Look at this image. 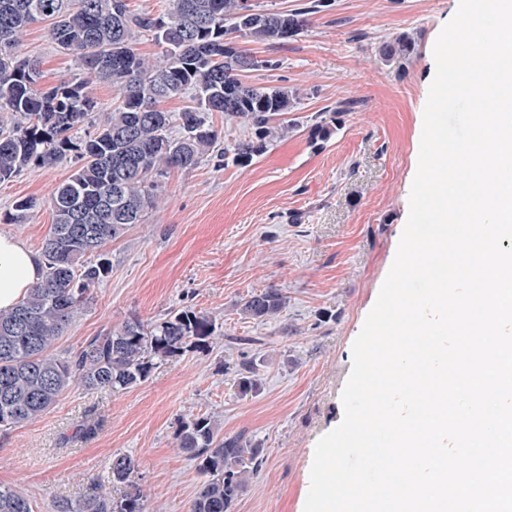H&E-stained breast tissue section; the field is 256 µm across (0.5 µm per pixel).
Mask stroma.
Instances as JSON below:
<instances>
[{
  "label": "stroma",
  "mask_w": 512,
  "mask_h": 512,
  "mask_svg": "<svg viewBox=\"0 0 512 512\" xmlns=\"http://www.w3.org/2000/svg\"><path fill=\"white\" fill-rule=\"evenodd\" d=\"M326 2L288 43L251 46L274 66L248 73L249 83L301 89L293 113L300 131L240 166L220 152L247 128L213 113L219 153L172 174L163 208L107 244L112 271L56 352L75 356L131 318L158 322L185 307L214 316L222 337L209 350L158 362L128 390L69 389L42 417L0 433V486L22 491L36 512L98 489L121 497L123 486L111 483L117 455L136 460L150 512H189L203 478L176 435L202 413L217 416L225 433L247 430L265 449L235 512H304L315 446L343 419L353 343L407 221L432 48L459 0ZM396 33L417 43L402 67L378 55L380 41ZM23 51L46 82L80 74L44 25L29 29ZM320 116L333 118L334 131L316 142L307 127ZM76 168L67 157L0 185V212L19 199L39 203L27 223H0V232L40 247L51 223L47 201ZM265 288L286 296L280 316H242L241 302ZM244 361L260 382L245 396L236 381ZM87 420L97 422L96 434L75 436Z\"/></svg>",
  "instance_id": "stroma-1"
}]
</instances>
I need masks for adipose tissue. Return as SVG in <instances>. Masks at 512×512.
<instances>
[{
	"instance_id": "obj_1",
	"label": "adipose tissue",
	"mask_w": 512,
	"mask_h": 512,
	"mask_svg": "<svg viewBox=\"0 0 512 512\" xmlns=\"http://www.w3.org/2000/svg\"><path fill=\"white\" fill-rule=\"evenodd\" d=\"M43 272V258L27 240L0 234V310L14 307Z\"/></svg>"
}]
</instances>
